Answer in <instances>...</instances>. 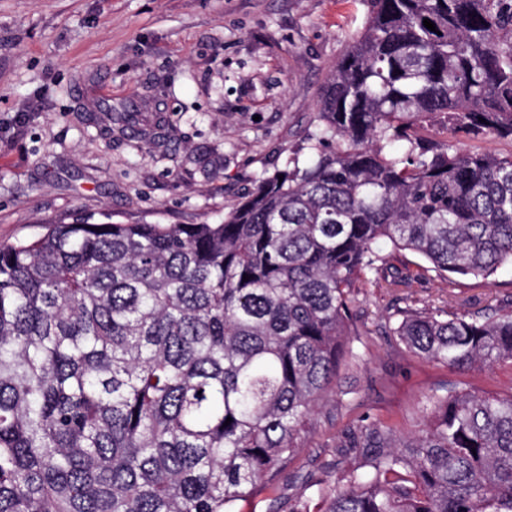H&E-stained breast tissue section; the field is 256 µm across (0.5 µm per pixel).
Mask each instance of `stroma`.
Returning <instances> with one entry per match:
<instances>
[{
    "label": "stroma",
    "instance_id": "1",
    "mask_svg": "<svg viewBox=\"0 0 512 512\" xmlns=\"http://www.w3.org/2000/svg\"><path fill=\"white\" fill-rule=\"evenodd\" d=\"M367 15L366 0H0V244L84 217L213 222L312 129L329 70ZM109 106L147 130L163 118L161 138L105 134ZM384 253L388 271L358 294L361 362L318 406L277 493L243 512H283L322 464L356 465L344 445L353 418L388 416L411 436L430 394L512 392L510 363L453 371L394 349L389 333L400 307H512V268L450 280L410 251ZM395 269L413 273L410 287L391 286Z\"/></svg>",
    "mask_w": 512,
    "mask_h": 512
}]
</instances>
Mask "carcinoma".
<instances>
[{
    "label": "carcinoma",
    "instance_id": "cac0c4a2",
    "mask_svg": "<svg viewBox=\"0 0 512 512\" xmlns=\"http://www.w3.org/2000/svg\"><path fill=\"white\" fill-rule=\"evenodd\" d=\"M369 5L313 130L220 221L0 245V512H241L360 358L355 284L382 246L446 277L512 265V154L467 145L512 139V0ZM391 331L453 370L512 363V311L407 307ZM426 402L412 438L348 425L361 463L319 512H512V393Z\"/></svg>",
    "mask_w": 512,
    "mask_h": 512
}]
</instances>
